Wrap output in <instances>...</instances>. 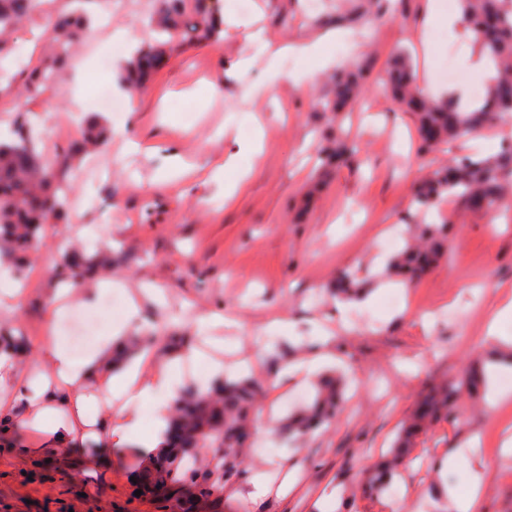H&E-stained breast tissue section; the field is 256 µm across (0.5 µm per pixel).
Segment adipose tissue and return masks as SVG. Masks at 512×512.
I'll return each instance as SVG.
<instances>
[{
    "mask_svg": "<svg viewBox=\"0 0 512 512\" xmlns=\"http://www.w3.org/2000/svg\"><path fill=\"white\" fill-rule=\"evenodd\" d=\"M47 357L52 381L42 387L40 400L34 401L27 393L24 380L18 376L19 368L13 359L0 355V409L20 408L30 425L48 433L52 446L68 450L86 428L80 413L90 399L99 400L107 408L116 398L127 404L152 400L158 414L156 430L151 437L142 439L137 453L149 457L159 451L166 427L167 406L179 390L178 359H164L159 371L148 379L140 376L137 367H129L118 382L109 383L92 394L88 391V380L99 365L111 361V342H104L100 349L83 361L74 360L59 344L48 349ZM65 411L74 415V422L64 427L55 426L54 417Z\"/></svg>",
    "mask_w": 512,
    "mask_h": 512,
    "instance_id": "obj_1",
    "label": "adipose tissue"
}]
</instances>
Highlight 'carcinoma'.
I'll return each instance as SVG.
<instances>
[{"label":"carcinoma","mask_w":512,"mask_h":512,"mask_svg":"<svg viewBox=\"0 0 512 512\" xmlns=\"http://www.w3.org/2000/svg\"><path fill=\"white\" fill-rule=\"evenodd\" d=\"M462 17L481 49L487 51L497 75L487 95L471 107L454 95L434 101L417 87L407 57L399 56L383 79V86L402 107L418 118V151L432 152L454 141H462L502 118L512 116V0H459ZM36 0H0V82L22 77L20 96L39 97L45 88L57 83L72 51L85 35L87 20L77 11L58 15L49 21V52L37 68H29L17 48L9 44L10 34L35 10ZM224 29V14L219 0H161L154 30V44L133 52L126 85L137 87L158 72L168 53L176 47L189 48L213 40ZM366 81L361 67L336 77L333 96L322 102L325 112L340 113L356 97ZM107 137L101 123L88 120L81 138L45 164L37 151V139L17 110L13 138L0 140V266L10 269L21 281L28 274L29 254L42 240L47 224H64L68 216L70 189L65 173L73 162L99 148ZM358 148L342 139L336 145L318 144L320 161L338 163L353 158ZM413 207L422 218L419 241L409 244L395 256L389 271L412 283L448 254L447 219L429 221L442 197L455 202L463 211H472L471 201H482L484 212L491 213L508 204L512 196V139L500 142L492 157L464 152L452 156L412 187ZM134 259L128 253L115 256L110 250L89 255L81 249L66 248L52 271L53 279L74 288L93 283L112 271L116 263ZM361 288L360 278L343 270L334 291L349 295ZM156 337L142 334L130 338L122 350L113 352L112 364L119 365L138 352L155 345ZM24 336L0 326V354L12 358L22 355ZM483 370L468 367L458 377L437 385L420 401L412 421L396 445L392 465L370 479L379 493L388 487L392 467L402 463L404 449L413 447L437 421L452 423L463 394L484 385ZM263 385L256 379H219L212 389L193 385L183 387L172 403L163 447L165 451L150 460H137L136 489L141 497H159L166 487L169 512H190L202 501L219 497L224 484L245 478L236 451L246 445L253 412L259 409ZM342 409V396L332 380L322 382L312 401L300 413L282 421L278 434L299 439L311 430L329 424Z\"/></svg>","instance_id":"carcinoma-1"}]
</instances>
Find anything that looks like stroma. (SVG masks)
Returning a JSON list of instances; mask_svg holds the SVG:
<instances>
[{
    "mask_svg": "<svg viewBox=\"0 0 512 512\" xmlns=\"http://www.w3.org/2000/svg\"><path fill=\"white\" fill-rule=\"evenodd\" d=\"M221 5L219 39L174 51L138 93H127L117 73L130 49L152 38L157 0H90L92 32L57 86L23 104L16 86L0 85V132L9 133L14 110L26 106L44 159H56L90 116L101 115L111 130L103 149L67 174L81 204L77 223L50 227L19 295L0 292V323L20 327L28 339L21 372L50 368L46 349L62 316L51 299L50 270L62 252L57 233L91 250L109 244L137 259L112 275L123 302L97 341L137 302L159 345L174 335L191 337L182 363L193 373L181 375L182 383L211 377L216 361L226 375L252 373L264 384L260 408L271 419L311 392V385L283 383L278 375L311 354L317 331L328 333L335 367L361 380L336 420L314 434L290 442L254 437L241 451L248 479L226 485L200 512H403L411 500L420 512H452L448 499L435 494L439 481L465 490L479 467L486 470L485 512H512V453L501 450L512 435V388L494 404L485 393L464 397L455 423L433 425L411 449L391 491L365 490L368 466L388 453L428 386L456 378L512 336V319L501 324L500 336L489 334L497 301L512 297V205L493 214H459L448 231L447 259L413 286L385 285V259L414 234L401 222L412 212L413 183L455 153H494L502 138L512 137V121L420 154L412 114L384 94L380 80L403 50L424 93L439 87L438 71L447 63L465 75L457 90L467 92L480 82L471 67L479 45L457 26L430 21L427 0H332L317 7L311 0H250L244 11L236 0ZM56 10L55 0H41L13 33L29 63L43 57V27ZM377 10L384 19L364 32V16ZM254 26L274 48L320 41L331 68L293 52L239 67L251 52ZM119 30L125 49L113 52L109 69L99 72L97 57L111 49ZM355 61L369 63L373 80L348 112L332 117L320 107L328 78ZM314 68L317 80L302 88L269 82L273 69ZM101 82L126 99V111L97 112ZM260 85L266 94H254ZM259 129L260 153H242ZM323 134L356 144L360 160L322 173L312 152ZM175 154L183 163L178 172L171 168ZM232 155L250 176L228 200L216 172ZM343 268L370 273V307L337 313L327 287ZM20 442L31 454L0 450V512H120L129 502L135 512H159L151 501L130 499L129 445L112 446L105 461L79 463L74 451L59 453V470L45 475L36 464L43 433L23 426ZM449 457L455 465L440 474L436 464ZM260 473L270 490L258 497L252 478ZM287 476L293 486L283 493Z\"/></svg>",
    "mask_w": 512,
    "mask_h": 512,
    "instance_id": "35a3bbf8",
    "label": "stroma"
}]
</instances>
